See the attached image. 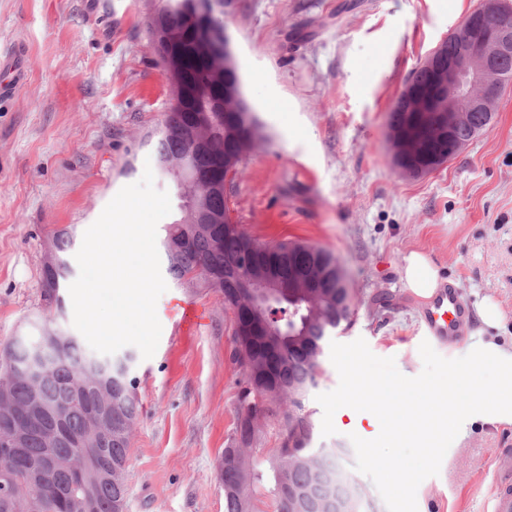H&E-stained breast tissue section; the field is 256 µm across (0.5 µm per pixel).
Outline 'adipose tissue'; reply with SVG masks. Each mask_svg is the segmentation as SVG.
<instances>
[{
    "mask_svg": "<svg viewBox=\"0 0 512 512\" xmlns=\"http://www.w3.org/2000/svg\"><path fill=\"white\" fill-rule=\"evenodd\" d=\"M402 279L405 288L422 299L430 298L440 286L437 267L420 251L405 256ZM466 359L465 366L449 365L443 377L427 388L424 405L404 411L391 408L388 420L395 437H410L420 447L431 448L461 431L468 420L512 424V346L480 335L469 345ZM462 376L467 377L474 396L467 404L448 405L441 391Z\"/></svg>",
    "mask_w": 512,
    "mask_h": 512,
    "instance_id": "adipose-tissue-1",
    "label": "adipose tissue"
}]
</instances>
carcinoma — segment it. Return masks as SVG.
<instances>
[{"label":"carcinoma","mask_w":512,"mask_h":512,"mask_svg":"<svg viewBox=\"0 0 512 512\" xmlns=\"http://www.w3.org/2000/svg\"><path fill=\"white\" fill-rule=\"evenodd\" d=\"M224 15L217 16L209 32L188 29L184 34L181 80L198 88L184 106L168 113L163 128L152 143L161 168L167 173H180L183 185L193 199L181 206L182 218L164 226L163 247L167 272L176 280L202 281L224 291V276L231 273L233 259L243 252H263L260 243L242 231L227 229L222 224H195V211L200 204L224 208V198L211 196L203 178L224 179L226 158H238L237 149H251L259 138L261 124L253 117L251 126L224 118L216 108L215 97L224 92ZM206 142V148L189 156L193 139ZM176 240L184 241L177 253L171 252ZM70 244L66 230L54 237L55 267H44V295L58 297L71 274L69 261L62 256ZM283 258L298 256L310 277L324 281L320 288H288L284 291L300 297L304 318L295 335L270 337L277 352L272 372L279 393L268 395L255 385V379L269 367L267 355L256 353L244 363L238 347L231 359L240 369L244 384L239 395L235 430L238 436V460L222 459V479L236 484L238 493L224 496L225 512H259L257 502L265 497L274 512H297L288 500V486L310 484L318 472L335 474L337 451L310 448L312 423L304 412L303 400L320 375L324 343L342 324L345 316V294L336 287V272L329 269L336 256L325 249L295 242L275 244ZM61 346L58 362L40 386V394L56 409L53 418L74 436V441L49 443L34 432L26 445L25 463H13L6 448L0 446V473L11 475L14 488L10 495H0V512H125L127 488L126 464L131 439L139 417L135 384L125 380V390L118 405L110 411L112 425L94 421L96 406L110 397L106 387L94 383L85 371L89 357L78 340L59 332ZM25 349L13 343L4 347L0 356V404L15 410L29 407L31 395L20 378L12 376L7 362L18 360ZM279 419L286 432L281 447L271 450L268 460L271 473L264 484L252 457L256 435L261 433L260 419Z\"/></svg>","instance_id":"cac0c4a2"}]
</instances>
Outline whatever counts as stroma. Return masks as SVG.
Wrapping results in <instances>:
<instances>
[{"label":"stroma","mask_w":512,"mask_h":512,"mask_svg":"<svg viewBox=\"0 0 512 512\" xmlns=\"http://www.w3.org/2000/svg\"><path fill=\"white\" fill-rule=\"evenodd\" d=\"M482 0H237L226 24L265 138L226 190L234 224L261 243L332 251L354 297L339 343L364 339L373 354L419 375L427 335L422 299L403 285V257L428 253L468 308L467 332L486 299L512 342V87L497 118L440 170L421 178L392 165L386 121L426 54ZM159 0H0V52H22L21 85L0 101V348L33 324L72 331L63 305L41 288L55 232L81 243L124 186L138 182L171 91L146 35ZM156 313L153 357L137 359L140 415L127 462L126 512H224L219 462L237 422L234 315L216 289L168 280ZM202 317L174 335L182 308ZM339 375L330 358L305 400L314 449H340L357 512H387L355 470L349 439L375 438L373 415L342 417L323 436L319 394ZM512 424L476 422L458 434L438 475L416 492L418 512H485L498 450Z\"/></svg>","instance_id":"35a3bbf8"}]
</instances>
